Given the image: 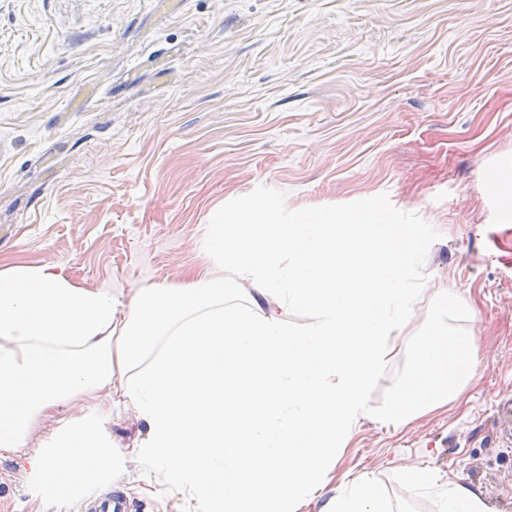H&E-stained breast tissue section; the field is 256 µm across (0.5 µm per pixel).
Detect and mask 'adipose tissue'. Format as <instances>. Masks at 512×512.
Instances as JSON below:
<instances>
[{
  "label": "adipose tissue",
  "instance_id": "1",
  "mask_svg": "<svg viewBox=\"0 0 512 512\" xmlns=\"http://www.w3.org/2000/svg\"><path fill=\"white\" fill-rule=\"evenodd\" d=\"M498 221L512 224V156L486 179ZM203 276L140 289L130 301L73 284L58 266L0 269V452L26 445L46 411L59 419L24 474L54 512L107 492L126 461L165 472L185 512H298L330 480L331 464L368 413L378 373L404 341L417 296L415 225L375 209L304 213L217 210ZM251 282L278 309L224 305L225 273ZM422 336L414 365L379 421L409 424L456 402L476 374L477 338L445 319ZM293 309L313 313L295 328ZM146 424L115 447L110 405ZM436 512H488L480 490L453 477L434 487ZM331 512H392L361 476Z\"/></svg>",
  "mask_w": 512,
  "mask_h": 512
}]
</instances>
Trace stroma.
Segmentation results:
<instances>
[{
  "label": "stroma",
  "instance_id": "obj_1",
  "mask_svg": "<svg viewBox=\"0 0 512 512\" xmlns=\"http://www.w3.org/2000/svg\"><path fill=\"white\" fill-rule=\"evenodd\" d=\"M512 156V0H0V268L55 264L127 300L213 264L217 208L378 206L419 228L407 347L382 369L320 512L366 474L393 512H434L458 474L512 512V224L485 176ZM448 289L478 338L461 399L399 427V390ZM0 455V512H43L21 479L58 418ZM126 512H182L125 464Z\"/></svg>",
  "mask_w": 512,
  "mask_h": 512
}]
</instances>
